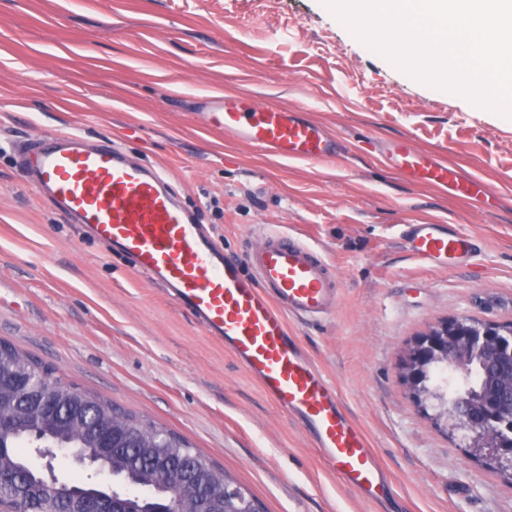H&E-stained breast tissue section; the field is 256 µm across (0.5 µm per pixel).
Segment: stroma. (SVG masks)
I'll use <instances>...</instances> for the list:
<instances>
[{"label": "stroma", "instance_id": "35a3bbf8", "mask_svg": "<svg viewBox=\"0 0 512 512\" xmlns=\"http://www.w3.org/2000/svg\"><path fill=\"white\" fill-rule=\"evenodd\" d=\"M210 94L300 113L336 152L285 161L210 131ZM70 129L159 168L227 254L247 252L258 224L323 250L336 310L289 327L388 471L381 500L344 487L223 346L25 182L18 149ZM403 139L481 178L477 199L394 174L388 148ZM408 224L479 247L430 268L406 250ZM449 316L512 322V118L417 81L321 0H0L1 341L184 438L264 512H512V479L436 427L400 378L405 346Z\"/></svg>", "mask_w": 512, "mask_h": 512}]
</instances>
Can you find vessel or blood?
Instances as JSON below:
<instances>
[{"label": "vessel or blood", "instance_id": "1", "mask_svg": "<svg viewBox=\"0 0 512 512\" xmlns=\"http://www.w3.org/2000/svg\"><path fill=\"white\" fill-rule=\"evenodd\" d=\"M206 108L209 127L282 159L332 154L327 132L298 113L232 96L209 98ZM391 155L393 170L404 179L456 196L477 188L409 140L395 143ZM18 164L63 217L130 259L223 344L268 400L308 431L344 486L370 502L384 494L386 474L367 436L342 412L336 387L288 331L289 316L318 319L337 307L336 269L319 249L290 232L261 228L246 261L226 257L162 171L129 160L115 145L89 143L76 131L34 141ZM407 247L422 264L447 269L458 267L473 243L448 225L416 224Z\"/></svg>", "mask_w": 512, "mask_h": 512}]
</instances>
